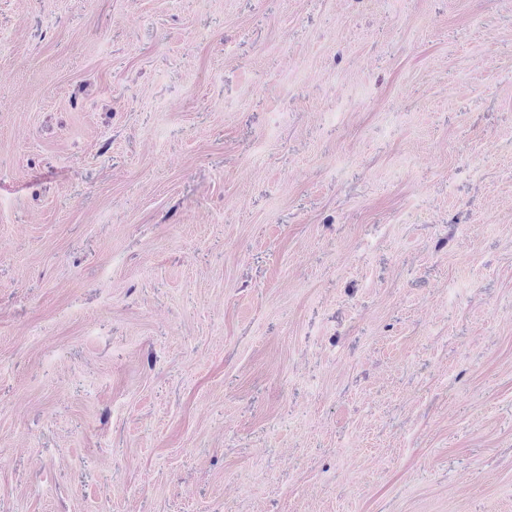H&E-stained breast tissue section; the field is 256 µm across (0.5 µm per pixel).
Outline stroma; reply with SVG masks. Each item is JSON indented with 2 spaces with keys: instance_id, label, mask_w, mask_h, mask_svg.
Here are the masks:
<instances>
[{
  "instance_id": "obj_1",
  "label": "stroma",
  "mask_w": 512,
  "mask_h": 512,
  "mask_svg": "<svg viewBox=\"0 0 512 512\" xmlns=\"http://www.w3.org/2000/svg\"><path fill=\"white\" fill-rule=\"evenodd\" d=\"M0 512H512V0H0Z\"/></svg>"
}]
</instances>
